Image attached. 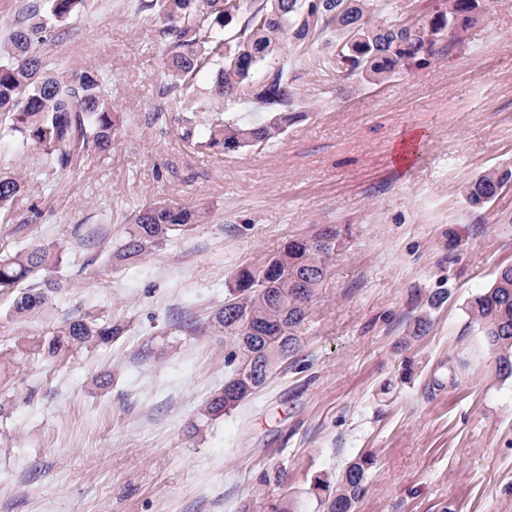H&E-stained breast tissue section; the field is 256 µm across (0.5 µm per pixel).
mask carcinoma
<instances>
[{"instance_id":"1","label":"carcinoma","mask_w":512,"mask_h":512,"mask_svg":"<svg viewBox=\"0 0 512 512\" xmlns=\"http://www.w3.org/2000/svg\"><path fill=\"white\" fill-rule=\"evenodd\" d=\"M487 2L445 0L444 8L422 24L384 19L385 0H258L256 6L249 0H150L149 7L168 21L164 35L170 51L164 67L179 90L185 139L192 138L195 118L203 109L194 79L209 66L214 67L212 92L217 98L226 103L251 98L278 108L260 124L219 116L209 121L200 145L226 154L267 143L288 127V110L300 94L283 69L271 66L285 46L298 47L325 33L335 39L336 48L323 61L324 68L380 84L405 66L430 64L448 40L478 22ZM84 8L85 0H45L0 43V117L7 121V134L22 153L33 144L41 147L42 164L61 171L83 156L112 149V104L102 74L91 68L52 69L40 52L49 29ZM243 10L249 11L244 24L227 38L215 39ZM511 178L512 171L487 170L467 187L468 202L483 207ZM25 191L19 176L0 173V217L7 216ZM201 218L199 212L155 199L135 215L113 256L119 263L139 261ZM339 237L336 227L322 225L311 236L292 239L231 275L224 305L210 315L211 327L224 334L229 350L224 360L229 379L203 405L204 418L236 410L266 384L281 360L298 351ZM61 262L59 251L42 244L0 255V291L18 293L15 314L43 306L62 288V282L49 279L40 288L27 284ZM467 315L496 354L498 377L512 378V265L499 269L491 286L472 296ZM122 332L121 325L101 323L91 314L74 316L41 350L53 358L108 343ZM373 465L374 457L365 453L338 474L315 478L313 490L324 512H354Z\"/></svg>"}]
</instances>
